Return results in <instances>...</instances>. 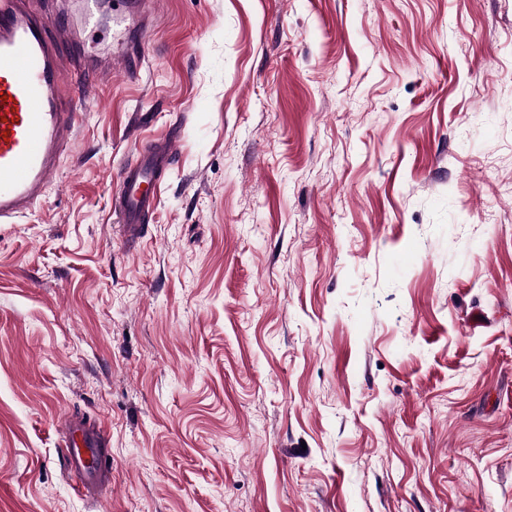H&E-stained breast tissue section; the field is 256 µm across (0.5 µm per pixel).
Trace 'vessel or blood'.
<instances>
[{
	"label": "vessel or blood",
	"mask_w": 512,
	"mask_h": 512,
	"mask_svg": "<svg viewBox=\"0 0 512 512\" xmlns=\"http://www.w3.org/2000/svg\"><path fill=\"white\" fill-rule=\"evenodd\" d=\"M38 0H0V223L6 224L35 205L57 174V163L71 147L80 114L77 90L65 79L74 60L65 52L68 42L110 25L129 27L143 18L142 0H81L80 28H67L51 12L39 9ZM144 61L142 46L116 40L113 51L86 64V86L106 77L112 66L138 76ZM175 142L158 141L154 148L120 169L113 195V212L124 238L144 236L142 218L157 205L160 173L170 164ZM64 450L71 469L93 471L94 479L75 485L79 497L98 495L112 473L94 466L83 448L103 444V430L85 431L70 421Z\"/></svg>",
	"instance_id": "vessel-or-blood-1"
}]
</instances>
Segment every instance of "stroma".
<instances>
[{
    "label": "stroma",
    "mask_w": 512,
    "mask_h": 512,
    "mask_svg": "<svg viewBox=\"0 0 512 512\" xmlns=\"http://www.w3.org/2000/svg\"><path fill=\"white\" fill-rule=\"evenodd\" d=\"M0 224V512H512V0H152ZM178 145L141 245L116 176ZM106 425L76 497L63 422Z\"/></svg>",
    "instance_id": "obj_1"
}]
</instances>
